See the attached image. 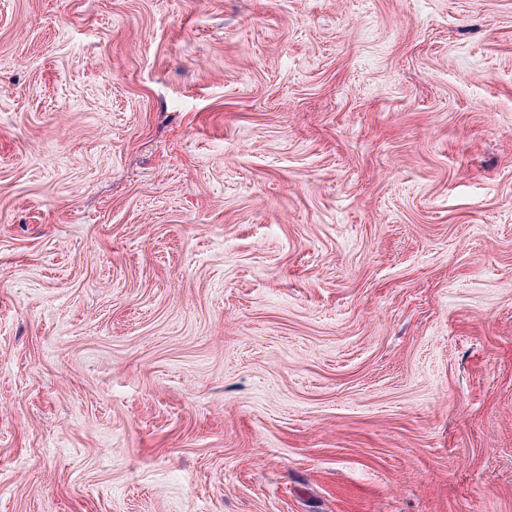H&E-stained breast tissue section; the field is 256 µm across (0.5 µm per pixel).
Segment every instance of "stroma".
<instances>
[{"mask_svg": "<svg viewBox=\"0 0 512 512\" xmlns=\"http://www.w3.org/2000/svg\"><path fill=\"white\" fill-rule=\"evenodd\" d=\"M0 512H512V0H0Z\"/></svg>", "mask_w": 512, "mask_h": 512, "instance_id": "1", "label": "stroma"}]
</instances>
